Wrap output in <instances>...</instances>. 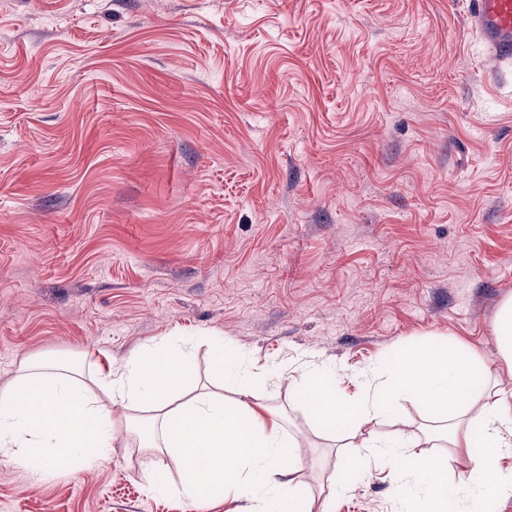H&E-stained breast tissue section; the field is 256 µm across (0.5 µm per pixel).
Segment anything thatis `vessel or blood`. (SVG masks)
Returning <instances> with one entry per match:
<instances>
[{"label":"vessel or blood","mask_w":512,"mask_h":512,"mask_svg":"<svg viewBox=\"0 0 512 512\" xmlns=\"http://www.w3.org/2000/svg\"><path fill=\"white\" fill-rule=\"evenodd\" d=\"M467 25L497 65L512 63V0H469Z\"/></svg>","instance_id":"obj_1"}]
</instances>
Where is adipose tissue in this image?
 Returning <instances> with one entry per match:
<instances>
[{
	"mask_svg": "<svg viewBox=\"0 0 512 512\" xmlns=\"http://www.w3.org/2000/svg\"><path fill=\"white\" fill-rule=\"evenodd\" d=\"M192 375L184 349L170 342L142 348L118 367L98 373L87 388L80 373L57 356L26 361L13 384L0 390V451L15 462L42 461L41 474L60 462L82 456L93 461L111 447L116 428L133 434L148 453L165 452L176 461L179 480L168 484L156 473L149 491L172 490L194 500L206 484L220 486L236 500L267 495V512H313L314 502L300 479L295 458L299 446L285 436L279 421L254 395L251 380L240 382L232 405L206 393L182 398ZM493 374L469 348L457 344L420 345L400 353L387 365L364 375L359 401L340 397L331 374H310L301 382L280 375L300 403L332 430L363 428L392 418L400 399L420 402L434 419L433 437L450 458L464 466L457 482H449L448 460L418 453L403 436L374 441L376 459L406 487L403 512H465L469 502L478 512L512 495V470L502 459L512 453V391H491ZM131 413L115 422L111 405ZM482 444L474 446L473 432ZM294 461L280 479L282 458ZM205 459V474L195 463Z\"/></svg>",
	"mask_w": 512,
	"mask_h": 512,
	"instance_id": "ef3b65f1",
	"label": "adipose tissue"
}]
</instances>
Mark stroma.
I'll return each instance as SVG.
<instances>
[{
  "label": "stroma",
  "instance_id": "stroma-1",
  "mask_svg": "<svg viewBox=\"0 0 512 512\" xmlns=\"http://www.w3.org/2000/svg\"><path fill=\"white\" fill-rule=\"evenodd\" d=\"M512 297V65L491 75L457 0H0V387L29 357L85 377L212 337L300 443L330 512H401L375 462L277 376L365 371L450 342L490 366ZM111 451L41 478L0 455V512H236L145 489Z\"/></svg>",
  "mask_w": 512,
  "mask_h": 512
}]
</instances>
